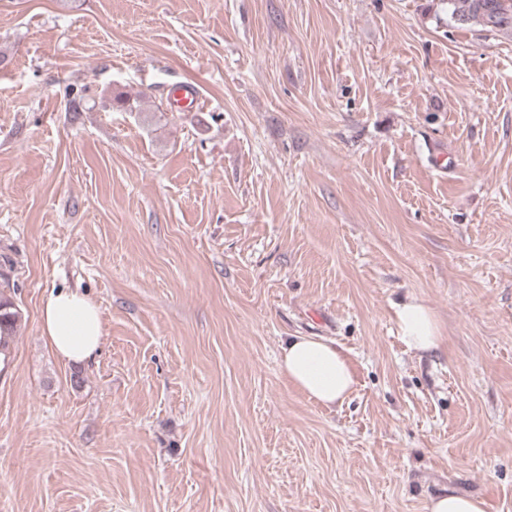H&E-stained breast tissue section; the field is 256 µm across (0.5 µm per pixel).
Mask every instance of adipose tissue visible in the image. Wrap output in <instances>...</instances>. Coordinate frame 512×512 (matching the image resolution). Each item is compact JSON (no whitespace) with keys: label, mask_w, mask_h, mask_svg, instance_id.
<instances>
[{"label":"adipose tissue","mask_w":512,"mask_h":512,"mask_svg":"<svg viewBox=\"0 0 512 512\" xmlns=\"http://www.w3.org/2000/svg\"><path fill=\"white\" fill-rule=\"evenodd\" d=\"M396 326L407 349L427 353L442 341L432 310L411 299L396 311ZM40 324L54 354L67 364H89L103 338V324L96 305L79 291L63 288L50 293L40 309ZM280 367L312 402L331 408L348 398L355 378L345 349L333 341L294 337L282 347Z\"/></svg>","instance_id":"adipose-tissue-1"}]
</instances>
